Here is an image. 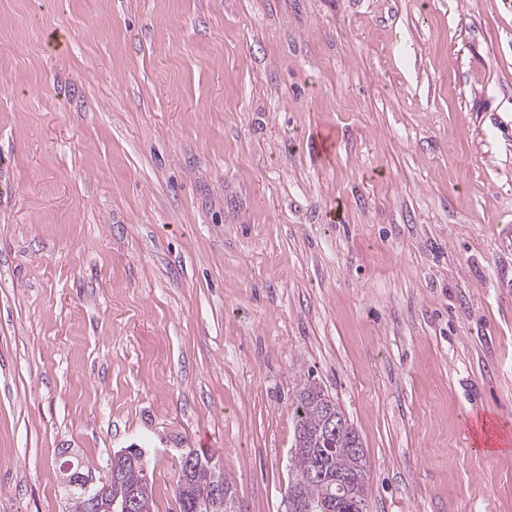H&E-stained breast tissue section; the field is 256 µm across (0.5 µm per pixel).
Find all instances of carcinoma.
Wrapping results in <instances>:
<instances>
[{"label":"carcinoma","instance_id":"cac0c4a2","mask_svg":"<svg viewBox=\"0 0 512 512\" xmlns=\"http://www.w3.org/2000/svg\"><path fill=\"white\" fill-rule=\"evenodd\" d=\"M344 415L341 407L311 381L299 391L294 406V449L288 480V512H304L307 502L330 504L336 500V477H360L347 486L350 506L368 502L367 462L362 441L353 426L337 437L326 438L328 416ZM191 466L180 465L176 495L180 512H236L233 486L224 466L214 456L192 451ZM135 512H153L152 486L141 483Z\"/></svg>","mask_w":512,"mask_h":512}]
</instances>
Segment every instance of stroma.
Wrapping results in <instances>:
<instances>
[{
	"label": "stroma",
	"mask_w": 512,
	"mask_h": 512,
	"mask_svg": "<svg viewBox=\"0 0 512 512\" xmlns=\"http://www.w3.org/2000/svg\"><path fill=\"white\" fill-rule=\"evenodd\" d=\"M309 381L369 512H512V0H0V512H285ZM146 451L142 448H123L116 453L113 454L109 466L103 472V474L97 479L96 476L92 473V468L89 466H81V470L86 473L85 474L80 469H74V465L70 461H65L61 465V473L63 476L64 483L69 485L70 487H79L73 488V491L70 496V503L68 507L69 512H88L87 511V500L95 492V488L92 487L89 493L84 491L81 487L85 484V487H89L91 485L97 487L100 484L102 485V489H96V493L98 495L97 498H92L91 506L95 509L101 510L107 509L109 512L119 511V508L123 512H130L135 504L134 495L136 494L137 503L135 512H154V501H153V493L152 486L149 485V481H145L141 483L137 489V486L140 482L145 480L147 476V468H146ZM117 459H128L132 463V469L134 474V479L128 481V476L125 471H119L117 469L112 468V461L115 462ZM126 482L127 487L125 488ZM119 483V484H112ZM110 491L107 495V498H115L119 497L121 500L126 492V498L124 499L122 504L118 503V498L114 501H110L107 504H102V497L105 490L111 485ZM137 489V493H136ZM99 502V506H98ZM102 512H107L103 510ZM194 456L192 466L180 461L176 495L180 512H236L233 486L224 473V466L214 455L190 451ZM184 487V491L181 488ZM222 488L227 496L217 498L214 489Z\"/></svg>",
	"instance_id": "35a3bbf8"
}]
</instances>
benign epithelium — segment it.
Wrapping results in <instances>:
<instances>
[{"label":"benign epithelium","instance_id":"1","mask_svg":"<svg viewBox=\"0 0 512 512\" xmlns=\"http://www.w3.org/2000/svg\"><path fill=\"white\" fill-rule=\"evenodd\" d=\"M118 459H126L132 463L134 479H128L125 472L119 471L112 467H107L103 474L99 477L93 474H85L81 470L74 468L70 461H66L61 465V473L64 483L71 487L95 486L97 487V497L91 500V506L98 508L99 498L103 497L105 489L113 483L126 482V498L122 504L117 501H110L103 505L108 512H131L135 504L134 495L140 482L147 478L146 468V451L142 448H123L113 454L111 461Z\"/></svg>","mask_w":512,"mask_h":512}]
</instances>
